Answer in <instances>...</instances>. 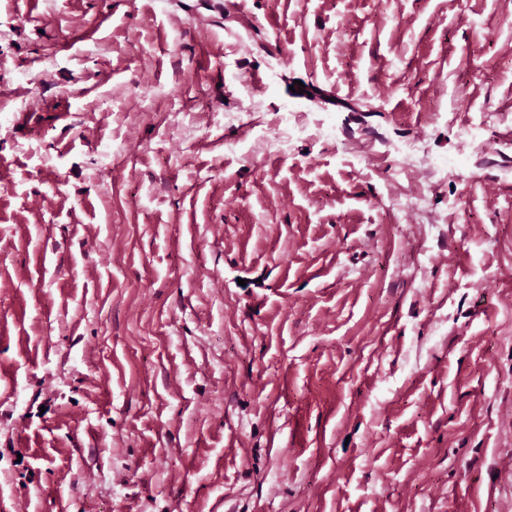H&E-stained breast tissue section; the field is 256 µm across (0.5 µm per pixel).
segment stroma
I'll return each instance as SVG.
<instances>
[{
    "mask_svg": "<svg viewBox=\"0 0 512 512\" xmlns=\"http://www.w3.org/2000/svg\"><path fill=\"white\" fill-rule=\"evenodd\" d=\"M0 512H512V0H0Z\"/></svg>",
    "mask_w": 512,
    "mask_h": 512,
    "instance_id": "1",
    "label": "stroma"
}]
</instances>
